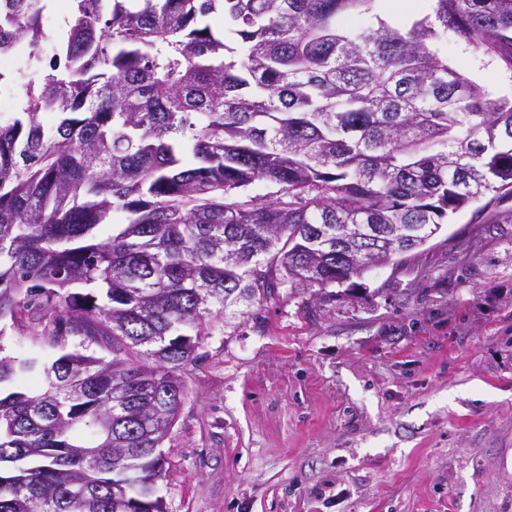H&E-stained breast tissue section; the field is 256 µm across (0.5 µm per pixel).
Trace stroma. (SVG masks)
<instances>
[{"label": "stroma", "mask_w": 512, "mask_h": 512, "mask_svg": "<svg viewBox=\"0 0 512 512\" xmlns=\"http://www.w3.org/2000/svg\"><path fill=\"white\" fill-rule=\"evenodd\" d=\"M223 317L181 372L166 512H512V198L400 273Z\"/></svg>", "instance_id": "1"}]
</instances>
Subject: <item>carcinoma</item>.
<instances>
[{"label":"carcinoma","mask_w":512,"mask_h":512,"mask_svg":"<svg viewBox=\"0 0 512 512\" xmlns=\"http://www.w3.org/2000/svg\"><path fill=\"white\" fill-rule=\"evenodd\" d=\"M73 2L48 60V0H0V56L41 74L0 124V323L41 321L36 350L0 346V512H166L180 371L236 294L396 273L512 197V0H426L403 27L384 0ZM450 37L508 83L462 73Z\"/></svg>","instance_id":"obj_1"}]
</instances>
